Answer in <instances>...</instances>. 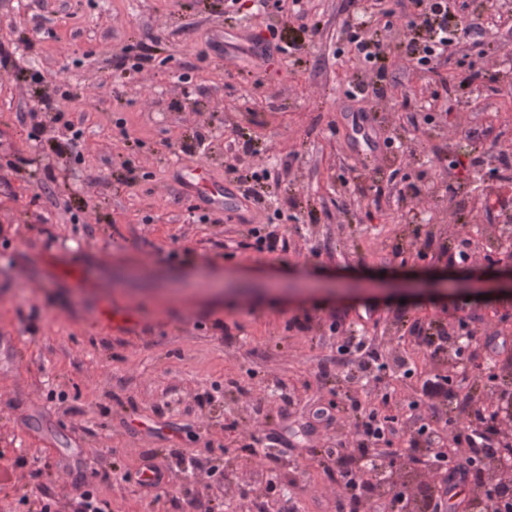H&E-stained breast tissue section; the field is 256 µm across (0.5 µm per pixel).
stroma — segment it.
Here are the masks:
<instances>
[{"label":"stroma","instance_id":"stroma-1","mask_svg":"<svg viewBox=\"0 0 512 512\" xmlns=\"http://www.w3.org/2000/svg\"><path fill=\"white\" fill-rule=\"evenodd\" d=\"M387 7L390 23L349 0H0L16 61L0 69V333L15 338L0 355V512H78L88 491L101 512H340L326 450L344 422L316 412L344 401L336 346L353 333L417 371H388L383 415L407 412L429 373L477 401L512 383V297L466 279L501 270L499 253L448 262L461 238L500 233L512 188L497 168L512 153V0L491 14L458 0L448 24L465 33L432 73L401 57L426 41L413 11ZM358 26L387 44L383 93L351 52ZM237 43L261 58L231 60ZM473 64L496 81L460 87ZM362 113L378 153L353 137ZM247 166L267 173L248 223L193 189L196 169L231 185ZM253 226L281 248L259 249ZM449 269L454 286L426 283L421 302L388 285ZM462 325L480 355L461 368L417 338ZM149 459L160 486L141 483Z\"/></svg>","mask_w":512,"mask_h":512}]
</instances>
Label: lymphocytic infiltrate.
Listing matches in <instances>:
<instances>
[{"mask_svg":"<svg viewBox=\"0 0 512 512\" xmlns=\"http://www.w3.org/2000/svg\"><path fill=\"white\" fill-rule=\"evenodd\" d=\"M411 2L431 39L420 49L407 45L404 54L408 61L432 71L447 50L448 10L444 0ZM337 352L352 359L349 384L381 383L378 368L383 353L366 337L348 336ZM424 400L434 404L456 400L462 409L445 427L418 428L421 445L412 449L404 462L411 469L430 473L443 469L448 473L449 484L463 481L475 487L482 483L481 466L485 461L505 463L512 459V431L506 428L512 422L511 390H493L490 406L475 408L469 397L451 389L447 376L437 374L424 382L421 400L410 402L409 410H416ZM344 411L349 437L337 440L335 452L336 466L345 479L348 512H362L368 506L373 512H429L437 497L434 485H426L418 499L395 487L382 495L377 492L380 484L393 478L401 463L386 451L392 436L400 430L401 416H377L365 401L350 392L345 395Z\"/></svg>","mask_w":512,"mask_h":512,"instance_id":"lymphocytic-infiltrate-1","label":"lymphocytic infiltrate"}]
</instances>
